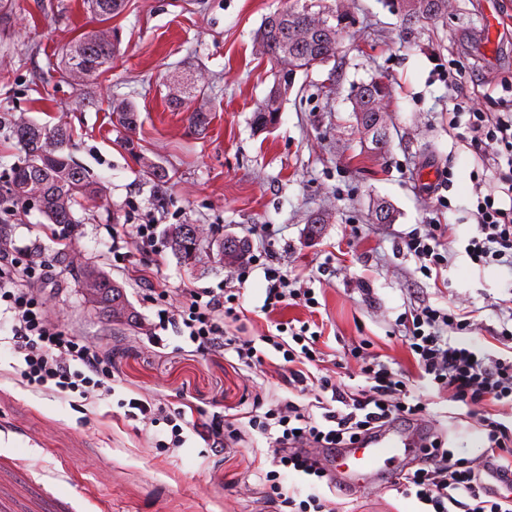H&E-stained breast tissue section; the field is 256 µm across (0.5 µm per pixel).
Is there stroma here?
<instances>
[{"label":"stroma","instance_id":"1","mask_svg":"<svg viewBox=\"0 0 512 512\" xmlns=\"http://www.w3.org/2000/svg\"><path fill=\"white\" fill-rule=\"evenodd\" d=\"M292 0H124L111 19L98 20L86 0H8L0 9V193L22 156L15 124H63L73 132V155L104 189L95 203L74 206L80 233L66 263L43 231L36 209L0 212L1 242L54 265L56 291L47 305L61 330L97 344L114 381L94 403L17 380L20 358L9 330L0 329V512H272L261 499L256 472L271 443L217 454L189 435L177 454L159 449L171 428L155 415L129 417L136 397L178 408L188 396L203 419L248 411L263 386L235 353L192 351L162 312L185 303L186 288H221L233 270L219 257L226 234L247 238L251 252L282 273L303 274L319 302L316 312L292 306L274 318L261 311L266 281L254 270L241 287L246 335L267 334L272 320L309 319L324 328V349L343 353L369 341L370 353L412 370L397 319L408 306L448 303L472 310L460 341L485 347L501 329L496 302L512 295V272L473 264L464 246L475 222L474 185L493 176L484 153L459 136L474 113L496 112L512 90V0H446L438 21L406 22L400 0H326L348 14L350 26L328 62L296 72L277 122L259 130L253 112L268 94L276 66L254 35L269 14ZM496 10L501 36L487 45L481 28ZM116 43L111 69L96 77L63 73V52L86 33ZM380 78L392 87L380 103L389 145L373 150L353 112L357 86ZM199 88L187 109L168 103L172 89ZM127 100L138 113L135 152L112 103ZM208 110L204 134L189 127V112ZM164 167L170 181L157 197L145 174ZM437 173V183L427 181ZM397 211L392 224L374 223L376 199ZM323 216L320 235L309 221ZM173 224L200 228L203 248L184 262L159 241L151 282L136 272L145 256L136 243L112 251L117 224ZM273 225L265 237L263 225ZM427 224H453L458 240L443 277L418 272L403 238ZM99 261L120 283L137 325L99 318L85 304L76 272ZM451 415L448 441L456 456L474 459L482 437L473 421L457 420L452 402L430 405ZM347 512H418L414 499L378 486L340 495Z\"/></svg>","mask_w":512,"mask_h":512}]
</instances>
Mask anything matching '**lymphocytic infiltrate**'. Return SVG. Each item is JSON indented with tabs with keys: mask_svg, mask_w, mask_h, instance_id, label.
Returning <instances> with one entry per match:
<instances>
[{
	"mask_svg": "<svg viewBox=\"0 0 512 512\" xmlns=\"http://www.w3.org/2000/svg\"><path fill=\"white\" fill-rule=\"evenodd\" d=\"M469 135L471 146L491 149L494 159H505L506 168L499 171L487 194L477 199L465 251L473 263H495L512 270V113L478 117ZM454 240L450 225L433 224L425 232L405 237L404 245L429 278L447 268ZM257 267L267 282L264 314L295 305L317 307L315 292L304 279L285 277L255 258L234 272L236 287L186 289L182 310L168 316L167 322L197 351L219 345L233 350L244 366L276 378L289 394H257L244 426L223 419H191L186 408H176L167 416L172 425L167 448L178 451L191 433L217 453L247 443L256 433L273 437L275 447L258 472L279 505L289 512H336L335 501L326 494L336 490L337 482L322 463L321 453L352 447L395 423L412 422L427 414L428 407L423 401H411L406 372L369 354L363 342L347 350L361 362L363 384L352 387L333 379L328 355L319 347L323 332L312 329L310 322H277L274 334L259 343L229 334L228 322L246 316L238 286ZM52 271L48 262H26L0 246V326H9L13 349L22 357L16 373L27 385L51 386L88 401L109 395L112 387L106 382V362L99 346L65 336L48 313L46 294L54 281ZM399 324L401 343L411 353L420 378L428 380L437 394H450L453 401L465 405L464 416L474 420L484 451L478 461L459 458L448 446L447 433L422 434L421 461L397 478L396 491L430 507L431 512H512V499L482 479L486 470L501 477L512 471V426L497 417L500 411L512 410V329L497 332L501 353L495 356L477 354L473 347L451 341V334L469 331L473 325L470 312L462 308L423 303L400 314ZM267 345L281 353V361H268L263 351ZM308 392L314 395L312 404L296 402V395ZM290 469L307 476L315 488L305 500H296L279 483L281 471Z\"/></svg>",
	"mask_w": 512,
	"mask_h": 512,
	"instance_id": "f902f5d3",
	"label": "lymphocytic infiltrate"
}]
</instances>
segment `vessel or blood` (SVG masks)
Wrapping results in <instances>:
<instances>
[{"label": "vessel or blood", "instance_id": "vessel-or-blood-1", "mask_svg": "<svg viewBox=\"0 0 512 512\" xmlns=\"http://www.w3.org/2000/svg\"><path fill=\"white\" fill-rule=\"evenodd\" d=\"M417 451L414 439L396 431H384L348 449L345 467L340 475L351 484H359L363 477L383 474L387 466L399 456H411Z\"/></svg>", "mask_w": 512, "mask_h": 512}]
</instances>
